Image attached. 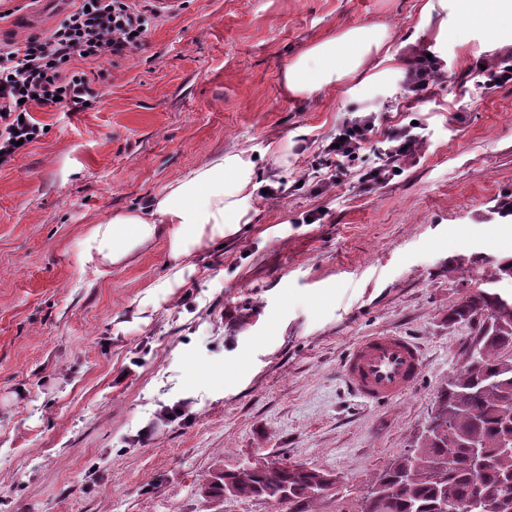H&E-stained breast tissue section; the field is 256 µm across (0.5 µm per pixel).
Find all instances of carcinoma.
<instances>
[{"instance_id":"obj_1","label":"carcinoma","mask_w":512,"mask_h":512,"mask_svg":"<svg viewBox=\"0 0 512 512\" xmlns=\"http://www.w3.org/2000/svg\"><path fill=\"white\" fill-rule=\"evenodd\" d=\"M486 273L475 291L448 314L452 324L476 326L480 352L461 376L448 381L416 443L378 477L363 497L361 512H443L450 502L457 512H512V292L496 287ZM477 442L493 459L475 490L468 468V445ZM335 483L328 473L302 465L271 469L260 463L241 474L227 470L206 492L235 498H265L293 505L318 498Z\"/></svg>"}]
</instances>
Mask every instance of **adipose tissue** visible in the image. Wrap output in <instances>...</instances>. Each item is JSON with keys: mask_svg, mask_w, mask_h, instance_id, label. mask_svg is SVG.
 Instances as JSON below:
<instances>
[{"mask_svg": "<svg viewBox=\"0 0 512 512\" xmlns=\"http://www.w3.org/2000/svg\"><path fill=\"white\" fill-rule=\"evenodd\" d=\"M439 8L478 26L491 44H512V0H423L418 27H427ZM387 39L382 23L344 29L292 59L284 71L285 85L292 94L310 97L334 92L353 78L357 90H367L404 65L403 58L387 50ZM254 189L250 160L239 153L216 154L155 193L147 209L119 211L93 225L83 256L117 265L164 234L172 270L164 286L181 287L184 259L204 244L223 240L232 221L246 216Z\"/></svg>", "mask_w": 512, "mask_h": 512, "instance_id": "1", "label": "adipose tissue"}]
</instances>
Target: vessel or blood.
<instances>
[{"label": "vessel or blood", "mask_w": 512, "mask_h": 512, "mask_svg": "<svg viewBox=\"0 0 512 512\" xmlns=\"http://www.w3.org/2000/svg\"><path fill=\"white\" fill-rule=\"evenodd\" d=\"M423 366V354L411 338L379 332L356 340L341 369L349 388L367 403L378 405L412 391Z\"/></svg>", "instance_id": "vessel-or-blood-1"}]
</instances>
